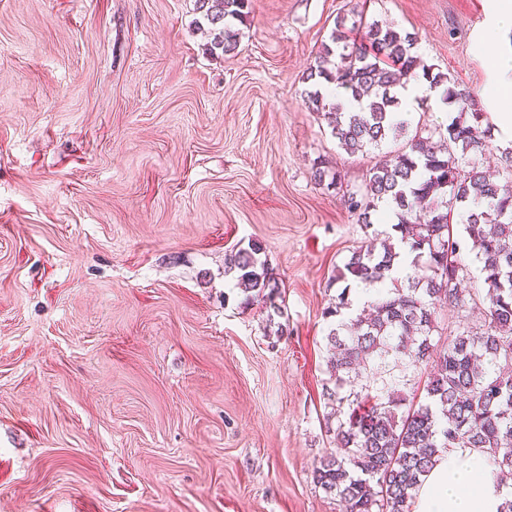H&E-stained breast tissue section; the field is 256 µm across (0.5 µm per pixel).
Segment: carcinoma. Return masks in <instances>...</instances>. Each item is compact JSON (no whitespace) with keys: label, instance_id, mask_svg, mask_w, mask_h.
Listing matches in <instances>:
<instances>
[{"label":"carcinoma","instance_id":"cac0c4a2","mask_svg":"<svg viewBox=\"0 0 512 512\" xmlns=\"http://www.w3.org/2000/svg\"><path fill=\"white\" fill-rule=\"evenodd\" d=\"M247 7L248 0H197L210 53L236 50L234 24L244 22ZM331 41L306 76V104L327 119L345 151L378 148L405 136L408 124L394 120L396 88L412 78L444 87L446 100L457 106L448 125L409 138L370 169L362 188L345 192L349 212L367 227L381 204L393 206L398 237L353 252L339 274L348 284L325 311L334 348L326 362L334 388L325 396L331 405L341 403L339 392L347 387L353 409L336 428V450L314 466V479L339 498L344 512H409L422 477L450 447L476 448L500 472L512 473V191L490 180L479 162L491 140L481 102L468 87L423 63L415 34L363 18L347 28L340 17ZM325 82L342 85L359 110L346 112L328 100L319 88ZM312 176L342 190L340 175L324 160L314 162ZM470 204L474 208L464 213L459 236L450 212ZM463 242L489 272L484 328L465 329L439 349L431 342L437 309L472 300L461 287ZM398 245L425 258L422 274L404 280L393 275ZM261 251L256 242L237 249L226 259L224 274L232 276L244 303L260 298L280 316L279 280ZM360 283L380 284L382 290L370 310L353 312L348 295ZM390 356L431 365L425 401L409 402L387 387L373 396L369 385L355 381L356 369L371 359L385 364Z\"/></svg>","mask_w":512,"mask_h":512}]
</instances>
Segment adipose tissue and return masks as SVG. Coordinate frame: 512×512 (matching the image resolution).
Wrapping results in <instances>:
<instances>
[{
	"instance_id": "1",
	"label": "adipose tissue",
	"mask_w": 512,
	"mask_h": 512,
	"mask_svg": "<svg viewBox=\"0 0 512 512\" xmlns=\"http://www.w3.org/2000/svg\"><path fill=\"white\" fill-rule=\"evenodd\" d=\"M476 48L493 47L479 96L499 132L512 147V0H484ZM512 487L501 482L489 460L473 448H449L425 474L411 512H500Z\"/></svg>"
}]
</instances>
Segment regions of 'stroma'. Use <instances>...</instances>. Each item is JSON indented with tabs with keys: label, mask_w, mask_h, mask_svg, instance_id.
Instances as JSON below:
<instances>
[{
	"label": "stroma",
	"mask_w": 512,
	"mask_h": 512,
	"mask_svg": "<svg viewBox=\"0 0 512 512\" xmlns=\"http://www.w3.org/2000/svg\"><path fill=\"white\" fill-rule=\"evenodd\" d=\"M417 34L479 91L483 0H249L210 54L196 0H0V512H342L313 479L331 410L329 319L356 223L350 154L304 77L352 7ZM260 242L288 334L270 343L224 258ZM481 299L432 341L482 325Z\"/></svg>",
	"instance_id": "obj_1"
}]
</instances>
